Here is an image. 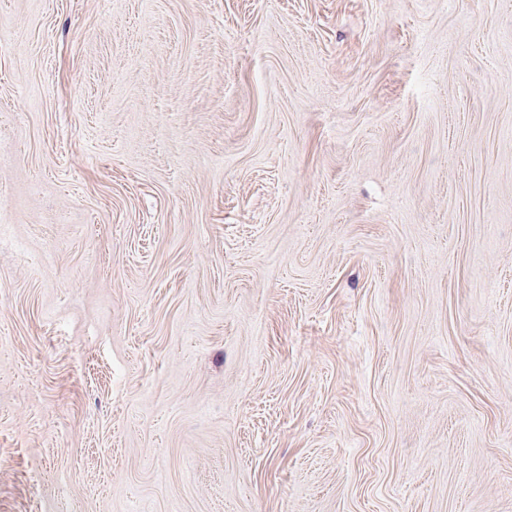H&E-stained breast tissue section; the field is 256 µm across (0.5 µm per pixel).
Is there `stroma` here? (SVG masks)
<instances>
[{"label":"stroma","instance_id":"stroma-1","mask_svg":"<svg viewBox=\"0 0 512 512\" xmlns=\"http://www.w3.org/2000/svg\"><path fill=\"white\" fill-rule=\"evenodd\" d=\"M512 512V0H0V512Z\"/></svg>","mask_w":512,"mask_h":512}]
</instances>
